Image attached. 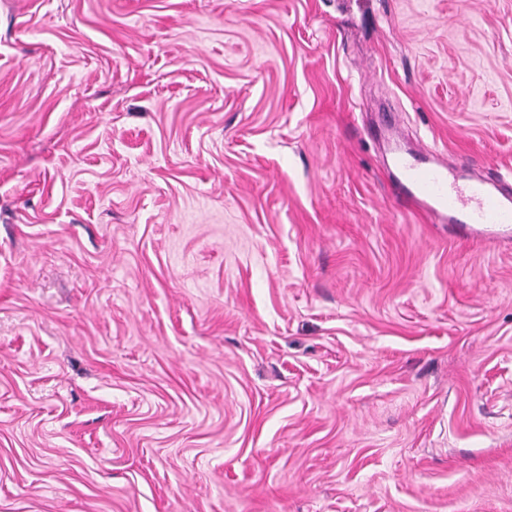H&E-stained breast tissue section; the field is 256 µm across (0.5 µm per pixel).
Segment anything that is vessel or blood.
<instances>
[{"mask_svg":"<svg viewBox=\"0 0 512 512\" xmlns=\"http://www.w3.org/2000/svg\"><path fill=\"white\" fill-rule=\"evenodd\" d=\"M399 199L415 204L442 224L471 228L488 239L512 240V187L470 179L460 168L429 155H397Z\"/></svg>","mask_w":512,"mask_h":512,"instance_id":"1","label":"vessel or blood"}]
</instances>
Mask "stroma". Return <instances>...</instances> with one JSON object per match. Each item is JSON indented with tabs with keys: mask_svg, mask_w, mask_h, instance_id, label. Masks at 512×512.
Listing matches in <instances>:
<instances>
[{
	"mask_svg": "<svg viewBox=\"0 0 512 512\" xmlns=\"http://www.w3.org/2000/svg\"><path fill=\"white\" fill-rule=\"evenodd\" d=\"M512 0H0V512H512ZM425 154L394 158L396 183L403 204H416L439 224H458L488 239L512 240V186L466 178L462 169Z\"/></svg>",
	"mask_w": 512,
	"mask_h": 512,
	"instance_id": "1",
	"label": "stroma"
}]
</instances>
